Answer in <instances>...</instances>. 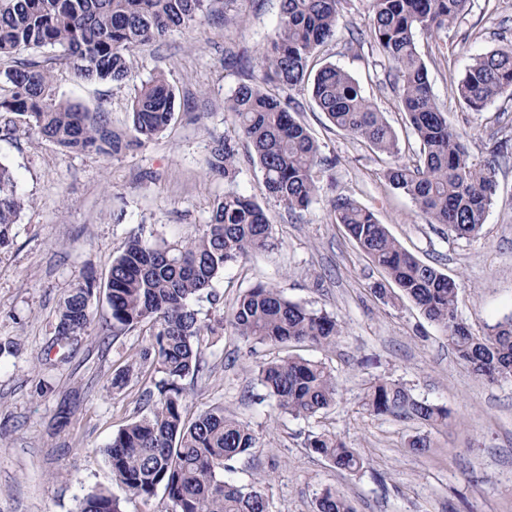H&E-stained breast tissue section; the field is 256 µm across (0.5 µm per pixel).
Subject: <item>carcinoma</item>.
<instances>
[{
	"mask_svg": "<svg viewBox=\"0 0 512 512\" xmlns=\"http://www.w3.org/2000/svg\"><path fill=\"white\" fill-rule=\"evenodd\" d=\"M210 0H0V112L24 117L44 139L64 153L114 156L154 139L171 123L175 92L161 74L141 82L131 103V127L122 137L107 113L91 112L56 96L52 71L69 68L86 82L125 83L135 76L141 49L171 29L187 31L209 18ZM470 0H370L371 49L387 63L386 81L420 142L418 162L394 163L384 171L389 186L408 196L431 224H442L458 238L480 232L496 196L495 168L474 160L448 123L431 90L417 35L448 31L468 10ZM341 0H282L278 27L265 49L261 74L240 85L224 102L239 135L252 146L271 198L289 211H307L319 192L316 170L336 160L295 116L299 103L280 91L310 82L311 98L336 129L390 158L401 153L399 137L344 69L326 63L317 71L310 60L335 34ZM458 106L481 112L496 99L512 97V47L472 59L455 84ZM235 149L220 139L207 169L232 171ZM24 202L10 167L0 162V244L9 241ZM332 210L362 253L382 269L401 295L448 339L463 365L492 381L512 379V315L474 335L457 313L458 283L408 253L379 223L374 212L339 195ZM272 226L254 199L228 190L213 205L197 235L175 245L133 235L113 261L106 284L117 336L143 327L151 336L141 359L157 365L163 377L148 390L147 413L112 437L105 455L113 479L132 496L151 497L164 490L167 512H269V501L255 485L226 477L232 463L251 454L257 436L246 424L218 407L190 415L182 381L204 370L201 337L217 327L202 321L194 302H213V281L227 265L268 249ZM95 286L71 289L59 304L55 344L77 343L92 323ZM235 335L262 345L291 342L329 347L343 329L336 317L286 300L267 284L246 289L228 319ZM256 379L279 412L313 417L336 400V379L324 364L288 355L258 366ZM363 406L374 415L418 420L432 428L447 422L448 410L420 401L396 381H378ZM307 447L334 468L349 473L363 457L336 436H308ZM78 512H121L112 494L87 495ZM314 512H355L338 489L315 497Z\"/></svg>",
	"mask_w": 512,
	"mask_h": 512,
	"instance_id": "1",
	"label": "carcinoma"
}]
</instances>
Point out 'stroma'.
Listing matches in <instances>:
<instances>
[{
    "mask_svg": "<svg viewBox=\"0 0 512 512\" xmlns=\"http://www.w3.org/2000/svg\"><path fill=\"white\" fill-rule=\"evenodd\" d=\"M211 19L192 32L175 28L145 47L138 76L163 74L176 94L165 131L144 146L104 158L63 153L13 113L0 114V161L15 174L26 201L0 247V512H77L89 493L105 490L122 512H161L163 493L134 498L112 478L104 450L113 434L140 415L142 392L160 375L151 364L132 370L127 385L113 374L149 347L144 328L102 337L90 333L67 356L53 346L58 306L70 288L93 278L95 324L110 318L105 284L113 260L131 235L177 242L209 220L213 204L235 189L264 206L272 245L229 265L215 279L217 302L201 300V320L223 322L239 295L259 283L289 301L336 316L344 333L336 346L255 345L225 327L199 346L202 376L186 379L190 411L212 406L247 423L258 443L235 462L239 484L265 479L270 512H312L318 492L344 491L355 512H512V381L491 382L461 364L443 332L406 298L375 293L384 272L359 250L331 203L345 194L371 209L401 246L457 279L458 314L475 335L512 314V150L493 154L512 136L501 97L484 112L461 111L454 84L472 56L512 43V0H471L455 27L419 35L428 77L449 124L475 160H494V205L477 237L460 239L429 223L406 195L383 177L389 160L337 130L311 100L308 86L292 95L324 156L335 159L319 174L321 189L303 215L270 198L249 143L237 136L224 102L260 70V57L281 16L282 0H212ZM238 24L225 29V15ZM369 0H345L340 27L315 58L349 72L397 132L404 159L420 144L382 84L384 66L366 39ZM61 99L106 112L126 133L135 83L77 80L54 72ZM233 139L232 179L208 174L206 160L219 138ZM298 355L335 375L336 402L312 418L278 413L262 400L258 365ZM403 384L419 400L447 408L446 427L376 416L363 407L370 385ZM328 431L364 457L363 469L337 471L306 446ZM428 435L424 453L409 442Z\"/></svg>",
    "mask_w": 512,
    "mask_h": 512,
    "instance_id": "obj_1",
    "label": "stroma"
}]
</instances>
